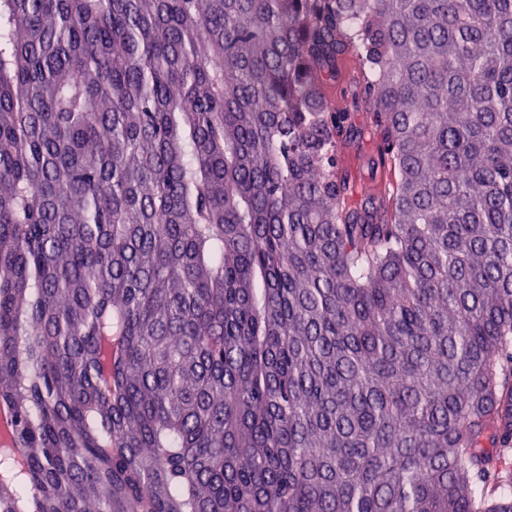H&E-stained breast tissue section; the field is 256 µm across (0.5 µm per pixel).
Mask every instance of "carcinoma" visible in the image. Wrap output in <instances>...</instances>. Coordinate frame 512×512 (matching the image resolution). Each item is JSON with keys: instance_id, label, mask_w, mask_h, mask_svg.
<instances>
[{"instance_id": "carcinoma-1", "label": "carcinoma", "mask_w": 512, "mask_h": 512, "mask_svg": "<svg viewBox=\"0 0 512 512\" xmlns=\"http://www.w3.org/2000/svg\"><path fill=\"white\" fill-rule=\"evenodd\" d=\"M1 405L0 512H512V0H0Z\"/></svg>"}]
</instances>
